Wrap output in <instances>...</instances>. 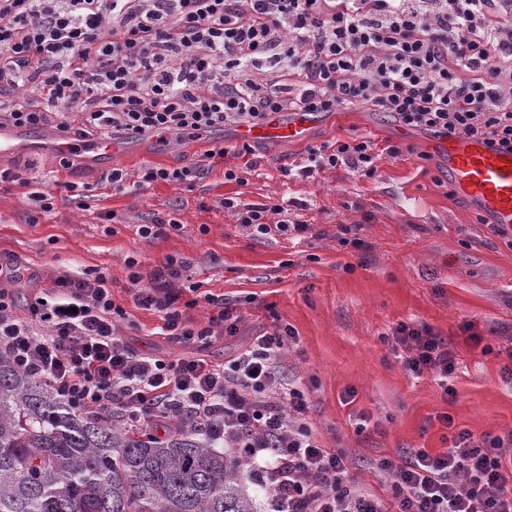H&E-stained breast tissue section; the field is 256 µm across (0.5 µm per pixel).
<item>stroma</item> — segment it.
Returning <instances> with one entry per match:
<instances>
[{
	"label": "stroma",
	"instance_id": "35a3bbf8",
	"mask_svg": "<svg viewBox=\"0 0 512 512\" xmlns=\"http://www.w3.org/2000/svg\"><path fill=\"white\" fill-rule=\"evenodd\" d=\"M372 138L401 154L381 156L374 178L339 166L316 178L283 177L308 147L324 142ZM437 137L397 123L368 107L323 114L304 142L242 146L235 128L201 139L130 140L117 166L136 175L145 164L169 167L199 160L223 144L229 153L194 187L157 183L123 193L106 187V173L87 157L62 168L50 146L1 159L20 180L43 185L70 181L88 186L86 196L58 198L48 215L35 216L19 183L0 185V263L18 267L26 283L16 303L50 287L62 274H103L116 302L130 308L124 330L131 347L173 359L193 346L155 336L156 315L134 308L130 275L151 283L167 258L186 264L185 275L202 290L236 300L243 317L239 336L216 339L207 348L216 362L234 355L262 326L292 328L294 344L282 359L285 372L311 388V417L321 443L344 453L357 481L379 495L390 484L373 464L408 448L436 454L453 433L500 435L512 429V237L463 193H447L448 171ZM253 163L246 184L228 182L224 168ZM267 204L286 199L293 218L311 224L312 234L292 239L251 236L224 211L221 199ZM116 216L106 228L102 216ZM168 216L180 229H165L147 241L137 228ZM341 224H356L363 250L342 244ZM138 261L129 269L127 257ZM403 322L430 326L456 353L455 392L442 396L431 376L402 371L383 343Z\"/></svg>",
	"mask_w": 512,
	"mask_h": 512
}]
</instances>
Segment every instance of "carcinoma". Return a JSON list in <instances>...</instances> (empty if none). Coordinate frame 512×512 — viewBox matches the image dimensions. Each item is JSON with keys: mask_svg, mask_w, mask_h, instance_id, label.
Masks as SVG:
<instances>
[{"mask_svg": "<svg viewBox=\"0 0 512 512\" xmlns=\"http://www.w3.org/2000/svg\"><path fill=\"white\" fill-rule=\"evenodd\" d=\"M242 471L194 430L77 413L0 353V512H256Z\"/></svg>", "mask_w": 512, "mask_h": 512, "instance_id": "cac0c4a2", "label": "carcinoma"}]
</instances>
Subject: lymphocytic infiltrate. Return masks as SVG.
<instances>
[{
    "label": "lymphocytic infiltrate",
    "mask_w": 512,
    "mask_h": 512,
    "mask_svg": "<svg viewBox=\"0 0 512 512\" xmlns=\"http://www.w3.org/2000/svg\"><path fill=\"white\" fill-rule=\"evenodd\" d=\"M373 107L399 124L512 152V0H0V125L50 126L81 140L146 134L197 140L270 113ZM226 149L182 166L145 165L142 186H193ZM368 138L309 147L297 171L339 166L377 173ZM252 235L303 234L278 203L221 201ZM131 297L160 315L169 341L234 336L232 302L181 286L168 260L152 286L137 261ZM205 305L193 327L182 308ZM129 315L110 281L64 274L17 312L0 289V351L82 413L132 430L185 425L235 449L267 497L268 512H512V430L456 433L444 452L411 448L374 463L391 498L361 488L347 456L323 446L304 383L280 362L293 332L275 324L238 354L152 358L122 336ZM384 343L403 370L454 392L457 358L422 323Z\"/></svg>",
    "instance_id": "f902f5d3"
}]
</instances>
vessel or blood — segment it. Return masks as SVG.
Returning <instances> with one entry per match:
<instances>
[{"mask_svg":"<svg viewBox=\"0 0 512 512\" xmlns=\"http://www.w3.org/2000/svg\"><path fill=\"white\" fill-rule=\"evenodd\" d=\"M312 122V115L306 112L296 113L288 120L273 113L262 123L238 127L237 138L243 143L266 140L298 143L305 139ZM54 145L65 153L87 154L107 169L127 151L123 143L88 146L71 134L60 135ZM439 150L457 188L475 200L493 223L512 227V153L492 151L464 138L442 140Z\"/></svg>","mask_w":512,"mask_h":512,"instance_id":"b4317fda","label":"vessel or blood"}]
</instances>
